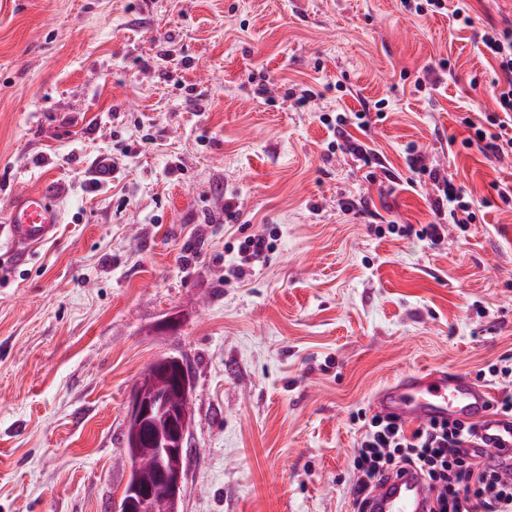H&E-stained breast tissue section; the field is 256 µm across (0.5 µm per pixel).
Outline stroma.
<instances>
[{"instance_id":"1","label":"stroma","mask_w":512,"mask_h":512,"mask_svg":"<svg viewBox=\"0 0 512 512\" xmlns=\"http://www.w3.org/2000/svg\"><path fill=\"white\" fill-rule=\"evenodd\" d=\"M471 5L457 30L400 0H0V218L44 190L63 213L24 264L0 237V512H113L131 391L158 356L193 383L182 512H352L356 415L380 387L512 357V205L495 191L512 157L462 149L455 121L495 109L475 34L512 27V0ZM289 81L314 88L309 110ZM381 99L370 182L320 117ZM409 144L480 208L433 250L371 230L435 220ZM118 146L117 178L83 191ZM263 230L265 264L225 283Z\"/></svg>"}]
</instances>
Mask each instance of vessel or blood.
<instances>
[{"label":"vessel or blood","mask_w":512,"mask_h":512,"mask_svg":"<svg viewBox=\"0 0 512 512\" xmlns=\"http://www.w3.org/2000/svg\"><path fill=\"white\" fill-rule=\"evenodd\" d=\"M5 222L14 260H25L29 248L52 237L61 210L52 195L37 192L14 201ZM489 388L467 373L444 369L408 373L381 389L373 409L394 415L406 423L431 420L458 421L476 427V435L465 443L467 451L495 454L497 471L512 478V417L494 412ZM434 491L413 467L389 475L369 497V512H428Z\"/></svg>","instance_id":"1"}]
</instances>
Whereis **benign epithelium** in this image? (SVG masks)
<instances>
[{
    "label": "benign epithelium",
    "mask_w": 512,
    "mask_h": 512,
    "mask_svg": "<svg viewBox=\"0 0 512 512\" xmlns=\"http://www.w3.org/2000/svg\"><path fill=\"white\" fill-rule=\"evenodd\" d=\"M165 383L175 395L169 406V440L165 448H153L148 428L154 408L151 385ZM192 383L184 363L173 357H160L147 367L133 390L126 413L127 428L131 429L132 452L129 454L130 471L138 469L141 461L152 458L157 479L167 490L171 512H179L184 493L188 435L192 425ZM119 512H152L151 487L135 478L123 491Z\"/></svg>",
    "instance_id": "obj_1"
}]
</instances>
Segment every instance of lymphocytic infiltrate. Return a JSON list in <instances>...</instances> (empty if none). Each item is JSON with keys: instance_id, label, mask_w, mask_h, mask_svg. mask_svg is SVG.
Instances as JSON below:
<instances>
[{"instance_id": "f902f5d3", "label": "lymphocytic infiltrate", "mask_w": 512, "mask_h": 512, "mask_svg": "<svg viewBox=\"0 0 512 512\" xmlns=\"http://www.w3.org/2000/svg\"><path fill=\"white\" fill-rule=\"evenodd\" d=\"M483 52L496 65L493 82L495 113L478 123L462 117L468 135L463 148H477L484 155L502 158L512 155V30L485 26L476 35ZM384 112L362 109L350 114L322 115L321 122L331 135L330 145L350 155L363 168L378 164L374 150L359 139L355 131H368L373 119H384ZM409 172L428 177L437 196L434 200L435 223L413 226L391 223L375 226V234L391 233L400 237L415 235L431 248L441 247L445 228L465 229L478 216L473 200L467 199L448 171L430 167L418 149L406 153ZM273 249L272 235L258 232L245 237L239 245L241 261L230 267L225 280H239L265 261ZM475 432L474 426L459 422L431 421L407 429L403 421L378 414L365 418L363 432L353 454V483L350 494L354 512H360L375 483L382 477L407 466L419 469L436 492L431 512H512V480L497 475L493 467L471 460L462 444Z\"/></svg>"}]
</instances>
